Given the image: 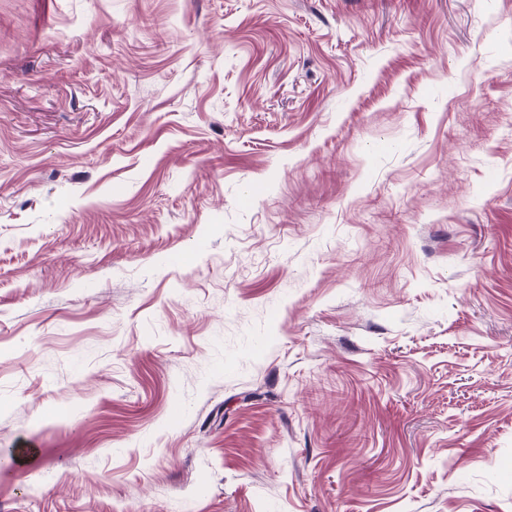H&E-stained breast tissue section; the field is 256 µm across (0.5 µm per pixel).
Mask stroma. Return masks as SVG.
Instances as JSON below:
<instances>
[{
	"label": "stroma",
	"instance_id": "1",
	"mask_svg": "<svg viewBox=\"0 0 512 512\" xmlns=\"http://www.w3.org/2000/svg\"><path fill=\"white\" fill-rule=\"evenodd\" d=\"M0 512H512V0H0Z\"/></svg>",
	"mask_w": 512,
	"mask_h": 512
}]
</instances>
